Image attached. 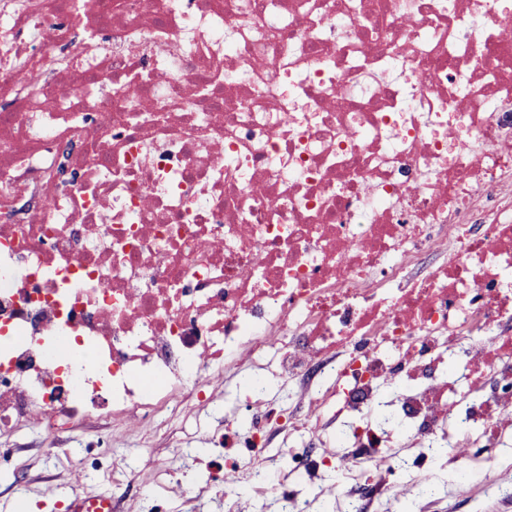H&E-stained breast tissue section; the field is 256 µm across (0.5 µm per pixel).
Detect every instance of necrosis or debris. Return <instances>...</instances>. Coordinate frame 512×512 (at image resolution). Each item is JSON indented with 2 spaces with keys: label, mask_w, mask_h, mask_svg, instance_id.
<instances>
[{
  "label": "necrosis or debris",
  "mask_w": 512,
  "mask_h": 512,
  "mask_svg": "<svg viewBox=\"0 0 512 512\" xmlns=\"http://www.w3.org/2000/svg\"><path fill=\"white\" fill-rule=\"evenodd\" d=\"M511 180L512 0H0V432L160 415L271 353L330 369L304 415L251 402L352 419L344 512L372 469L427 481L405 444H512ZM298 454L252 441L226 512H310Z\"/></svg>",
  "instance_id": "4bbe7bcc"
}]
</instances>
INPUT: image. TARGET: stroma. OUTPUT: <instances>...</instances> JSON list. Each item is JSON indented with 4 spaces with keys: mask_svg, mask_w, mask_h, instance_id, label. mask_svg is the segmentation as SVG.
<instances>
[{
    "mask_svg": "<svg viewBox=\"0 0 512 512\" xmlns=\"http://www.w3.org/2000/svg\"><path fill=\"white\" fill-rule=\"evenodd\" d=\"M271 367V357H264L260 365L216 383L209 405L188 402L182 412L150 424H124L106 410L56 432L44 430L37 417L24 419L15 430L0 433V512H67L74 492H113L116 465L134 474L117 493L123 512H145L146 486L154 488L160 512H224L222 500L211 494L222 486L224 471L212 459L225 451V420L263 419L246 381ZM176 454L182 457L178 473L159 477L158 466ZM77 456L83 464L76 470L70 461ZM431 474L440 481L437 494L420 501L416 512H512V503L497 497L477 503L469 482L453 480L448 462L432 466Z\"/></svg>",
    "mask_w": 512,
    "mask_h": 512,
    "instance_id": "35a3bbf8",
    "label": "stroma"
}]
</instances>
